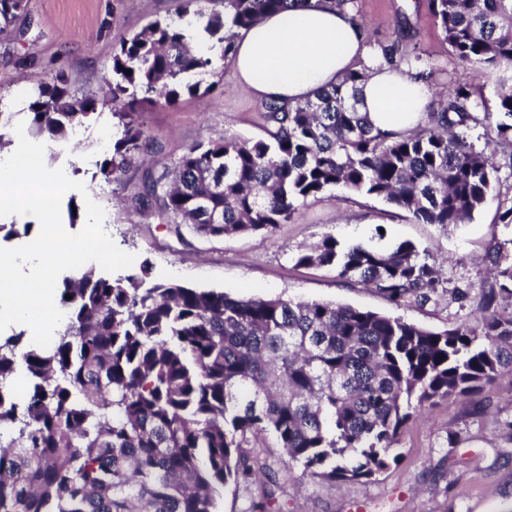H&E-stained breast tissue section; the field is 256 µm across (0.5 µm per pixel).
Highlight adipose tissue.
<instances>
[{
  "label": "adipose tissue",
  "instance_id": "obj_1",
  "mask_svg": "<svg viewBox=\"0 0 512 512\" xmlns=\"http://www.w3.org/2000/svg\"><path fill=\"white\" fill-rule=\"evenodd\" d=\"M232 62L239 83L257 99L290 105L363 70V109L383 131L415 127L430 95L427 82L409 66H378L351 9L333 0L263 16L242 32Z\"/></svg>",
  "mask_w": 512,
  "mask_h": 512
}]
</instances>
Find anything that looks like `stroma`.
I'll use <instances>...</instances> for the list:
<instances>
[{
	"label": "stroma",
	"instance_id": "1",
	"mask_svg": "<svg viewBox=\"0 0 512 512\" xmlns=\"http://www.w3.org/2000/svg\"><path fill=\"white\" fill-rule=\"evenodd\" d=\"M181 0H27L9 28L0 33V110L14 101L30 104L36 82L65 74L80 97L98 98L112 78V55L121 40L151 21L177 18ZM371 47L394 45L398 60L418 58V70L432 94L467 85L474 100L495 110L512 68L475 72L452 55L430 11V0H355ZM200 92L174 106H149L136 122L149 140L146 157H134L117 179L105 181L100 167L122 128L111 112L69 133V146L46 157L64 168L87 192H67L62 204L76 214L66 223L76 233L86 224L84 196L105 212L111 239L150 263L155 278L240 297H282L328 301L444 330L472 323L477 302L490 285L481 258L512 239V225L499 223L512 206V152L497 155V180L472 219L441 228L414 221L408 212L379 198L336 188L298 205L292 218L271 235L205 238L190 225L162 220L161 195L145 188L191 146L231 133L263 139L269 128L264 104L237 83L229 59L196 74ZM216 91H209V84ZM333 236L345 246L388 248L414 243L436 258L448 288L468 289L466 299L395 308L380 293L338 277L335 269L297 264L299 251ZM512 420V375L465 398L441 402L411 420L396 446L400 457L372 481H330L289 467L282 449H249L276 483L230 486L219 512H512V442L501 426Z\"/></svg>",
	"mask_w": 512,
	"mask_h": 512
}]
</instances>
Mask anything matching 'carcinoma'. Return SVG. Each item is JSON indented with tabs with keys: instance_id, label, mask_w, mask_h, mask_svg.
<instances>
[{
	"instance_id": "1",
	"label": "carcinoma",
	"mask_w": 512,
	"mask_h": 512,
	"mask_svg": "<svg viewBox=\"0 0 512 512\" xmlns=\"http://www.w3.org/2000/svg\"><path fill=\"white\" fill-rule=\"evenodd\" d=\"M202 38L233 51L243 30L296 0H182ZM25 0H0V32ZM460 61L512 66V0H431ZM211 59L180 21H154L121 41L99 101L72 94L62 73L40 83L22 120L30 136L64 142L108 109L123 136L101 167L117 178L141 132L142 103L196 93L190 75ZM131 74H126V71ZM355 71L288 108L264 102L268 138L224 133L189 147L163 185L164 211L206 237L264 234L296 205L340 186L409 212L420 224H462L493 190L496 147L512 146V86L498 94L495 136L471 92L448 89L411 130L384 133L360 111ZM17 112H0V149ZM297 263L330 266L397 308L448 292L436 262L410 241L388 250L331 236ZM494 286L481 317L430 330L401 317L331 302L233 297L159 282L145 262L111 278L88 268L62 280L66 314L53 346L0 338V512H218L224 489L255 476L244 452L271 436L314 478L365 480L398 461L394 443L414 414L512 373V251L488 257ZM32 379L23 401L7 389Z\"/></svg>"
}]
</instances>
